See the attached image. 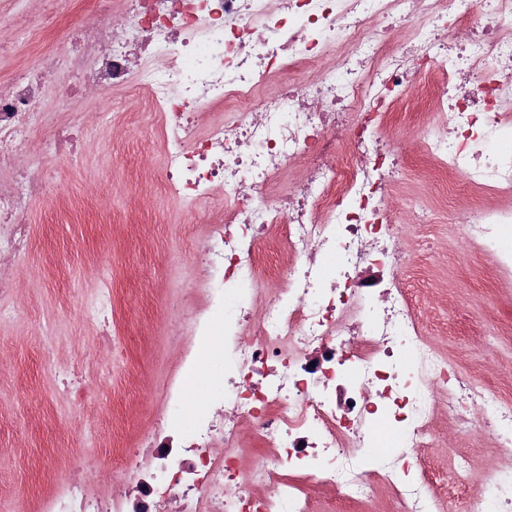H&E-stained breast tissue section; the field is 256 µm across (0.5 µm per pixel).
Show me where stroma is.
<instances>
[{
	"mask_svg": "<svg viewBox=\"0 0 512 512\" xmlns=\"http://www.w3.org/2000/svg\"><path fill=\"white\" fill-rule=\"evenodd\" d=\"M57 12L54 0H0V79L32 64V35L13 25L12 16L45 19ZM83 112V161L48 154L42 138L33 142L37 173L55 172L67 192L37 200L21 217L32 229L31 248L19 267L13 312L0 319V471L13 478L0 489V512H14L20 493L35 504L66 479L65 443L106 458L119 443L151 431L162 409L153 393L178 372L186 349L171 336L169 313L194 307L190 284L203 277L191 242L210 227L156 179L161 122L145 92L104 90ZM116 115L124 120L117 132ZM456 194L452 209L411 227L415 235L435 237L433 249L418 250L408 270L414 304L432 339L463 369L512 396V335L498 341V357L488 362L487 337L473 333L486 314L512 325V288L490 287L491 258L478 246L461 245L449 221L499 198L465 187ZM106 282L112 285V337L123 350L113 359L110 381L69 405L58 399L43 353L52 350L68 368L83 360L98 326L79 314L76 302ZM428 454L442 485L454 480V458L471 457L479 471L488 459L481 445L451 434Z\"/></svg>",
	"mask_w": 512,
	"mask_h": 512,
	"instance_id": "35a3bbf8",
	"label": "stroma"
}]
</instances>
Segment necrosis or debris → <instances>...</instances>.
Segmentation results:
<instances>
[{"mask_svg": "<svg viewBox=\"0 0 512 512\" xmlns=\"http://www.w3.org/2000/svg\"><path fill=\"white\" fill-rule=\"evenodd\" d=\"M177 1L72 9L48 32L53 61L37 56L0 88V256L14 262L0 267V304L30 248L20 213L62 190L19 162L47 97L147 90L162 180L207 203L210 226L192 249L207 277L184 321L183 368L158 390L170 435L110 461L72 451L37 512H312L323 490L367 506L383 491L394 512H439L423 453L439 423L508 448L512 403L441 351L410 302L403 274L417 243L390 207L411 160L397 120L413 104L429 112L422 156L443 174L417 223L461 185L512 199L501 147L512 140V0ZM226 107L228 119L203 123ZM460 230L491 257L495 285L512 286V202L476 209ZM264 244L288 257L270 278ZM215 347L209 389L224 412L188 415L183 389ZM249 441L263 452L245 454ZM454 468L471 484L458 512H512V467L487 464L475 482L469 458Z\"/></svg>", "mask_w": 512, "mask_h": 512, "instance_id": "4bbe7bcc", "label": "necrosis or debris"}]
</instances>
